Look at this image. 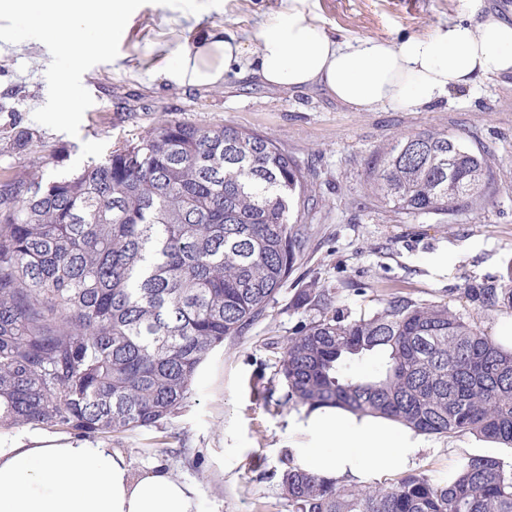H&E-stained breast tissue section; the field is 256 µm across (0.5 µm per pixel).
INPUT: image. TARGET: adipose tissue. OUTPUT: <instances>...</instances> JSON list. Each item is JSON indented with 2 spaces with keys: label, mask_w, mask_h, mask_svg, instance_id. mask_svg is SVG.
<instances>
[{
  "label": "adipose tissue",
  "mask_w": 512,
  "mask_h": 512,
  "mask_svg": "<svg viewBox=\"0 0 512 512\" xmlns=\"http://www.w3.org/2000/svg\"><path fill=\"white\" fill-rule=\"evenodd\" d=\"M459 21L400 39L331 38L286 0L278 17L245 42L210 27L192 45L168 52L165 77L213 86L228 75L266 85L322 88L356 112L430 104L476 79L512 72V22L466 0ZM307 447L297 468L331 480L399 472L423 448L419 435L386 421L320 408L302 417ZM0 512H200L196 486L165 465L133 468L104 440L51 436L31 427L0 432Z\"/></svg>",
  "instance_id": "ef3b65f1"
}]
</instances>
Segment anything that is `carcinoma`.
Here are the masks:
<instances>
[{
    "instance_id": "cac0c4a2",
    "label": "carcinoma",
    "mask_w": 512,
    "mask_h": 512,
    "mask_svg": "<svg viewBox=\"0 0 512 512\" xmlns=\"http://www.w3.org/2000/svg\"><path fill=\"white\" fill-rule=\"evenodd\" d=\"M0 186V428L80 437L162 430L206 356L264 315L307 242V171L273 140L229 124L163 119L67 176ZM493 184L480 150L421 131L383 148L370 189L404 214L453 216ZM512 309V288H466ZM323 316L279 361L284 403L382 417L416 432L512 448V346L445 305L392 297L371 315ZM374 354V374L355 367ZM292 512H512V464L469 455L433 480L345 487L296 467Z\"/></svg>"
}]
</instances>
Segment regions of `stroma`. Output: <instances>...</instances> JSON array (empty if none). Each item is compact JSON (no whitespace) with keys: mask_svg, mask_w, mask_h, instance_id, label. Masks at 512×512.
<instances>
[{"mask_svg":"<svg viewBox=\"0 0 512 512\" xmlns=\"http://www.w3.org/2000/svg\"><path fill=\"white\" fill-rule=\"evenodd\" d=\"M284 8L282 0H223L198 14L148 0L128 21L116 59L91 67L82 83L93 98L78 135L37 123L48 97V48L36 40L0 42V171L54 158L49 173H69L145 134L159 120L199 127L231 124L282 145L308 170L316 196L308 243L265 315L241 336L213 350L181 408L164 431L135 430L110 442L133 466L167 465L198 488L201 512H291L280 482L287 461L307 439L302 407L282 404L277 373L289 337L319 319L300 306L301 289L325 288L333 309L350 321L386 300L448 305L487 335L512 310L474 309L469 286L501 283L512 265V73L477 79L439 102L396 110L354 112L318 88H271L254 77L215 86H177L162 71L158 45L177 49L218 24L253 41ZM306 9L340 40L426 35L459 19L462 0H307ZM19 130L32 132L26 153L12 151ZM440 130L481 148L495 187L478 208L453 220L399 214L369 188L379 151L397 138ZM412 469L447 478L471 454L512 456V450L471 434L428 435Z\"/></svg>","mask_w":512,"mask_h":512,"instance_id":"stroma-1","label":"stroma"}]
</instances>
